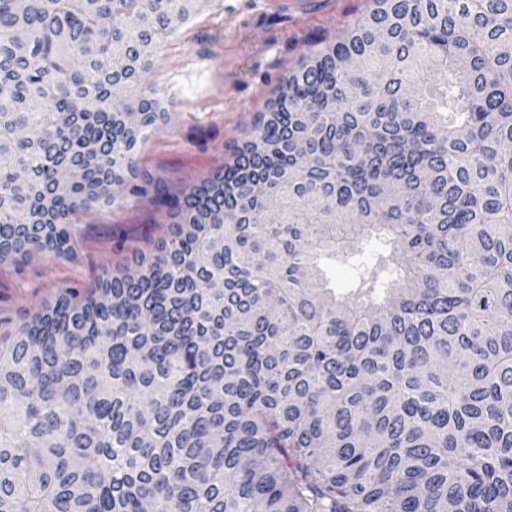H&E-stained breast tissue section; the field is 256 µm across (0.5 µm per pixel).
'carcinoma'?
I'll return each mask as SVG.
<instances>
[{
    "mask_svg": "<svg viewBox=\"0 0 512 512\" xmlns=\"http://www.w3.org/2000/svg\"><path fill=\"white\" fill-rule=\"evenodd\" d=\"M197 2L0 0V260L181 218L0 338V512H512V0H374L172 194L119 90ZM356 265L355 259L326 260V273L331 285L339 291L347 288L356 273Z\"/></svg>",
    "mask_w": 512,
    "mask_h": 512,
    "instance_id": "obj_1",
    "label": "carcinoma"
}]
</instances>
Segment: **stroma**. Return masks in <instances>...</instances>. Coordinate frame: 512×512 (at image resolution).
<instances>
[{
	"label": "stroma",
	"mask_w": 512,
	"mask_h": 512,
	"mask_svg": "<svg viewBox=\"0 0 512 512\" xmlns=\"http://www.w3.org/2000/svg\"><path fill=\"white\" fill-rule=\"evenodd\" d=\"M372 6L373 0H205L177 23L145 77L169 120L140 144L139 170L175 194L230 162L281 79L318 40L340 39ZM113 195L78 215L71 254L0 262V336L52 303L62 285L91 287L105 274L135 269L139 252L175 229L176 217L152 196L118 188Z\"/></svg>",
	"instance_id": "stroma-1"
}]
</instances>
